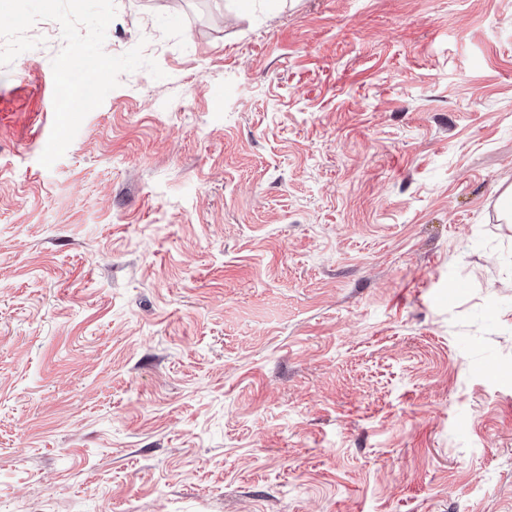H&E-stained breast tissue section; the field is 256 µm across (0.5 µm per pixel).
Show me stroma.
Returning a JSON list of instances; mask_svg holds the SVG:
<instances>
[{"instance_id": "stroma-1", "label": "stroma", "mask_w": 512, "mask_h": 512, "mask_svg": "<svg viewBox=\"0 0 512 512\" xmlns=\"http://www.w3.org/2000/svg\"><path fill=\"white\" fill-rule=\"evenodd\" d=\"M52 167L0 66V512H512V0H115Z\"/></svg>"}]
</instances>
